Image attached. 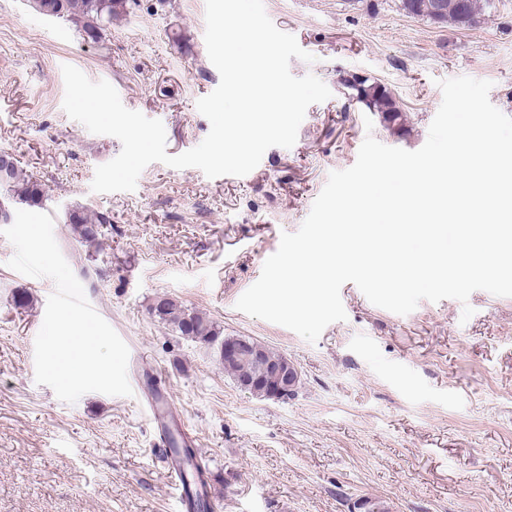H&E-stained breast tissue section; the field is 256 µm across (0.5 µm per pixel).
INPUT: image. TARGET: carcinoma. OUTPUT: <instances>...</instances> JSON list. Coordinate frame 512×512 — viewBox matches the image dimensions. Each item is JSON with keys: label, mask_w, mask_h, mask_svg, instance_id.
<instances>
[{"label": "carcinoma", "mask_w": 512, "mask_h": 512, "mask_svg": "<svg viewBox=\"0 0 512 512\" xmlns=\"http://www.w3.org/2000/svg\"><path fill=\"white\" fill-rule=\"evenodd\" d=\"M28 3L33 11L43 16L62 18L75 24L92 40L96 39L98 29L112 24V19L127 11V0H28ZM446 3L448 13L438 23L469 29L480 22L486 0H466L461 12L457 9V0H446ZM430 4L431 0H400V9L410 17L427 19ZM360 97L365 100V106L380 113L388 125L403 126L404 113L387 87L375 86L368 81L360 90ZM1 156L14 160L5 176L0 178V222L6 224L11 221L12 205L41 207L47 200V191L27 174L13 153L1 149ZM65 223L70 225L74 242L85 246L101 238L104 226L111 223V218L104 212L75 203L65 213ZM161 299V303L154 302L150 306V313L158 322L193 341L216 347L224 342L220 328L206 314L188 309L166 295Z\"/></svg>", "instance_id": "carcinoma-1"}]
</instances>
